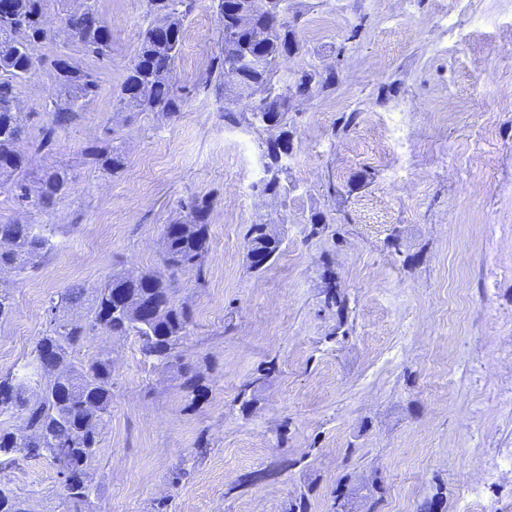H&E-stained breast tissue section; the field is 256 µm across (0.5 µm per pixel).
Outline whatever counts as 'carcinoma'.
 I'll use <instances>...</instances> for the list:
<instances>
[{"label":"carcinoma","mask_w":512,"mask_h":512,"mask_svg":"<svg viewBox=\"0 0 512 512\" xmlns=\"http://www.w3.org/2000/svg\"><path fill=\"white\" fill-rule=\"evenodd\" d=\"M146 2L149 21L140 34L136 60L120 87L118 100L130 113L156 112L173 119L180 114L175 70L184 38L183 25L196 0ZM12 5L14 22L0 23V157L10 160L8 167L0 169V178H14L10 193L19 207L43 211L67 194L69 170L58 167L44 173L35 190L28 183L29 157L20 148L25 127L18 117L16 87L46 63L63 94L52 102L48 122L39 129L34 146L40 151L52 149L57 131L80 119L81 112L98 95L99 81L94 71L73 66L63 57L47 62L28 52L29 44L50 39L45 0H12ZM64 23L85 54L99 60L110 57L112 36L94 7L68 12ZM253 25L273 32L260 50L262 65L235 67L233 49L223 39L219 53L211 60L210 73L216 74L217 95H224V87L234 86L257 103L267 117L268 127L282 128V137L266 144L268 177L261 188L262 193L277 197L286 192L278 172L289 154L288 110L280 99L270 95V74L280 57L298 48V42L295 25L281 15L257 11ZM334 79L333 73L323 77L315 71H303L291 82L283 83V93H299L312 81L324 92ZM83 154L110 174L124 166L121 145L113 139L94 141L84 147ZM188 206L195 212V222L181 236L165 240L168 276L134 268L113 272L95 289L90 315L81 320L61 318L58 312L80 305L84 290L59 291L50 298L47 327L37 339L31 358L17 370L0 376V416L21 410L28 422L25 432L0 430V457H6L8 463L15 461L17 454L50 460L66 491L67 512H88L93 486L87 464L100 450V429L111 414L112 360L104 352H84L90 337L100 332L133 336L145 360L177 373L186 397L194 400L203 389L201 373L175 354L192 324V312L176 304L174 277L181 270L193 269L198 278H203L209 250L210 204L193 198ZM52 236L53 228L48 224H0V270L12 269L19 276L33 273L54 247ZM246 237L248 248L270 258L280 250L281 239L265 224L250 225ZM125 301L131 305L140 301L153 304L155 315L150 324H141L118 311ZM13 309L10 288L0 280V321L7 319ZM0 512H30V508L25 499L0 486Z\"/></svg>","instance_id":"cac0c4a2"}]
</instances>
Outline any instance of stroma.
<instances>
[{
	"label": "stroma",
	"mask_w": 512,
	"mask_h": 512,
	"mask_svg": "<svg viewBox=\"0 0 512 512\" xmlns=\"http://www.w3.org/2000/svg\"><path fill=\"white\" fill-rule=\"evenodd\" d=\"M86 3L109 27L110 59L59 32ZM146 11L145 0H47L56 35L37 55L97 72L99 95L36 153L57 87L46 68L23 82L30 170L68 167L70 190L33 214L0 181V224L54 227L39 269L10 280L0 373L29 360L51 295L94 291L121 268L164 272L165 226L189 198L211 204L205 276L180 272L174 294L194 318L176 353L204 376L203 396L188 401L134 337L89 339L114 361L91 512H288L299 498L332 512L340 483L350 512L377 496L381 512L432 499L438 512H512V0H291L300 48L276 79L313 69L336 81L293 100L278 197L259 190L270 130L227 123L205 87L220 45L213 0L184 22L179 117L121 112ZM111 129L125 155L115 175L82 155ZM253 224L282 240L258 271ZM332 285L344 310L324 305ZM0 484L31 512H63L47 459L0 465Z\"/></svg>",
	"instance_id": "35a3bbf8"
}]
</instances>
